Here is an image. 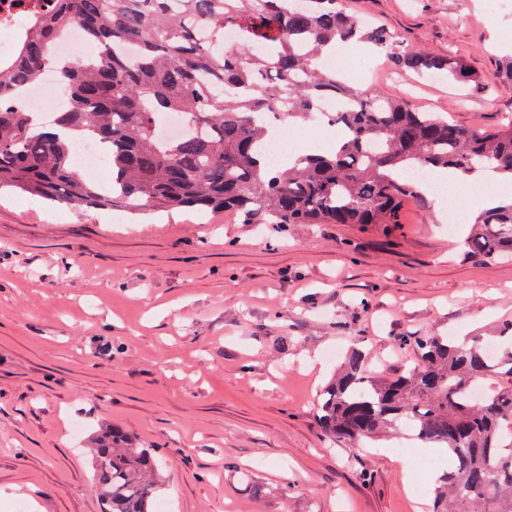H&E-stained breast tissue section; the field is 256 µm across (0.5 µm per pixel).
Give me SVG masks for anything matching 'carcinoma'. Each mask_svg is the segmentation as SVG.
<instances>
[{
  "label": "carcinoma",
  "mask_w": 512,
  "mask_h": 512,
  "mask_svg": "<svg viewBox=\"0 0 512 512\" xmlns=\"http://www.w3.org/2000/svg\"><path fill=\"white\" fill-rule=\"evenodd\" d=\"M72 25L97 53L64 62L53 45ZM227 28L239 31L237 45L224 46ZM352 40L397 71L479 83L460 60L362 26L346 0H53L10 69L0 68V190L131 212L228 210L246 224H397L404 201L423 198L406 179L413 168L512 173L511 121L465 127L323 69L326 48ZM43 70L70 99L49 126L22 103ZM327 99L349 104L333 118L345 131L337 148L271 163L262 150L269 119L317 120ZM171 113L186 131L165 139L158 120ZM84 140L109 156L105 185L74 159ZM466 247L484 260L512 254V204L479 212ZM404 342L413 364L390 379L370 376L361 352L346 355L318 402L321 428L364 445L406 426L413 439L448 449L431 512H512V323L498 336ZM94 441L93 476L109 512H157L164 480L155 453L113 425Z\"/></svg>",
  "instance_id": "obj_1"
}]
</instances>
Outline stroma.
Segmentation results:
<instances>
[{
	"mask_svg": "<svg viewBox=\"0 0 512 512\" xmlns=\"http://www.w3.org/2000/svg\"><path fill=\"white\" fill-rule=\"evenodd\" d=\"M404 42L461 58L462 88L352 51L360 88L456 123L512 120L499 88L512 12L489 0H347ZM475 201L407 200L397 224H245L0 193V512H103L91 438L109 423L157 455L170 512H427L409 459L331 442L320 389L351 348L377 375L404 336L512 323V258L465 253Z\"/></svg>",
	"mask_w": 512,
	"mask_h": 512,
	"instance_id": "35a3bbf8",
	"label": "stroma"
}]
</instances>
